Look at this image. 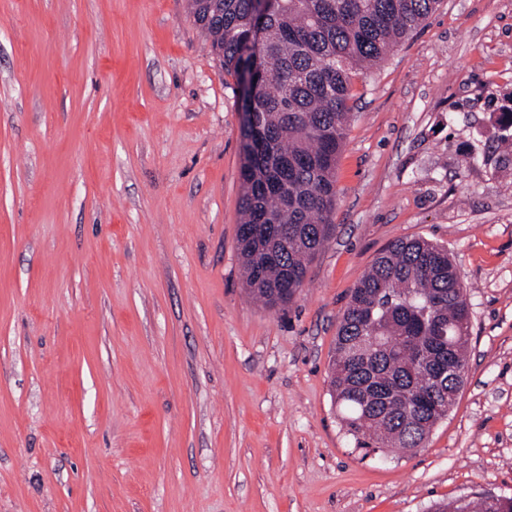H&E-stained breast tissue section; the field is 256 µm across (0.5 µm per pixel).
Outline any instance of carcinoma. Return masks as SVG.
<instances>
[{"mask_svg": "<svg viewBox=\"0 0 512 512\" xmlns=\"http://www.w3.org/2000/svg\"><path fill=\"white\" fill-rule=\"evenodd\" d=\"M440 0H189L236 78L243 120L245 282L270 310L302 288L332 231L335 172L351 118V77L377 65ZM267 226L253 236L247 228ZM467 289L448 250L399 239L373 261L341 315L331 394L357 447H420L464 384ZM433 512H512L495 495Z\"/></svg>", "mask_w": 512, "mask_h": 512, "instance_id": "obj_1", "label": "carcinoma"}]
</instances>
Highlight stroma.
Returning a JSON list of instances; mask_svg holds the SVG:
<instances>
[{
  "instance_id": "stroma-1",
  "label": "stroma",
  "mask_w": 512,
  "mask_h": 512,
  "mask_svg": "<svg viewBox=\"0 0 512 512\" xmlns=\"http://www.w3.org/2000/svg\"><path fill=\"white\" fill-rule=\"evenodd\" d=\"M188 0H0V512H429L512 497V0H440L352 79L334 232L278 311L237 243L242 112ZM447 248L467 377L422 447L330 395L352 289Z\"/></svg>"
}]
</instances>
